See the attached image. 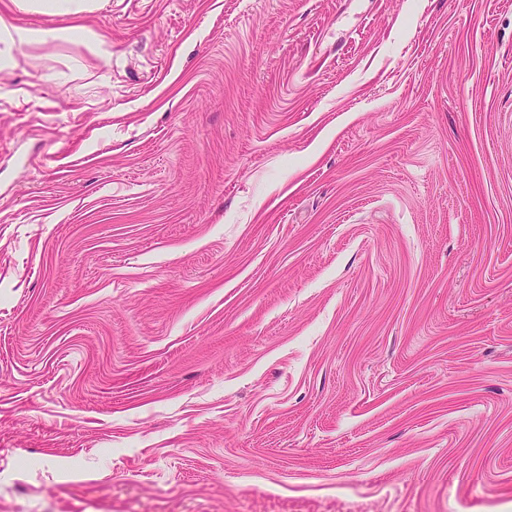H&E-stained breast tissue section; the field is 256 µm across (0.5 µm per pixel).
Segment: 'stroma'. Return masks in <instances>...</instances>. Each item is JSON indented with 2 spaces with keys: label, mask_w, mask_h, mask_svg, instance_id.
I'll use <instances>...</instances> for the list:
<instances>
[{
  "label": "stroma",
  "mask_w": 512,
  "mask_h": 512,
  "mask_svg": "<svg viewBox=\"0 0 512 512\" xmlns=\"http://www.w3.org/2000/svg\"><path fill=\"white\" fill-rule=\"evenodd\" d=\"M0 15V512H512V0ZM75 30L81 31L85 45L98 54L104 52L102 46L105 41L90 27H35L28 24L8 23L0 17V70L11 67L15 51L50 39L68 42L73 38Z\"/></svg>",
  "instance_id": "1"
}]
</instances>
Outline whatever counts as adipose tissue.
I'll use <instances>...</instances> for the list:
<instances>
[{"label":"adipose tissue","mask_w":512,"mask_h":512,"mask_svg":"<svg viewBox=\"0 0 512 512\" xmlns=\"http://www.w3.org/2000/svg\"><path fill=\"white\" fill-rule=\"evenodd\" d=\"M77 33L81 34L85 45L94 51H101L104 44L101 35L86 26L77 31L71 27H35L28 24H13L0 18V70L3 71L11 67L15 51L50 39L67 42Z\"/></svg>","instance_id":"obj_1"}]
</instances>
